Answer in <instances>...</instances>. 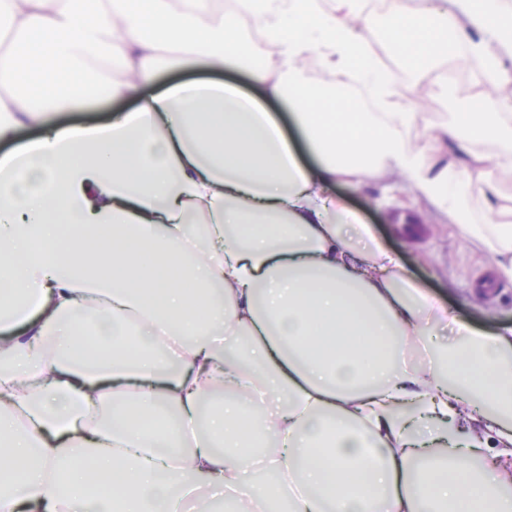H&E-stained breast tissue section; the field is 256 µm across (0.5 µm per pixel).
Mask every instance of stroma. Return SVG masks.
Masks as SVG:
<instances>
[{
	"label": "stroma",
	"mask_w": 512,
	"mask_h": 512,
	"mask_svg": "<svg viewBox=\"0 0 512 512\" xmlns=\"http://www.w3.org/2000/svg\"><path fill=\"white\" fill-rule=\"evenodd\" d=\"M392 65L401 88L416 92L421 117L413 138L418 146L437 149L428 127L445 123L456 104L480 99L488 111L498 109L501 91L482 82L471 69L449 73L450 90L443 100L434 92L421 91L400 60H393ZM336 193L370 224L384 244L401 254L406 275L439 298L454 315L489 332L512 327V282L499 279L494 256L461 238L407 186L392 192L376 184L360 189L340 185Z\"/></svg>",
	"instance_id": "1"
}]
</instances>
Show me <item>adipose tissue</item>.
<instances>
[{"label": "adipose tissue", "mask_w": 512, "mask_h": 512, "mask_svg": "<svg viewBox=\"0 0 512 512\" xmlns=\"http://www.w3.org/2000/svg\"><path fill=\"white\" fill-rule=\"evenodd\" d=\"M211 2L0 0V87L23 89L0 139L40 129L0 154V512H512V327L457 321L332 192L403 175L512 279V224L472 212L498 185L468 177L512 170V97L450 113L431 155L371 59L379 33L415 73L451 54L512 84V0H391L382 28L367 0ZM188 66L260 94H144ZM91 75L137 107L58 127Z\"/></svg>", "instance_id": "obj_1"}]
</instances>
